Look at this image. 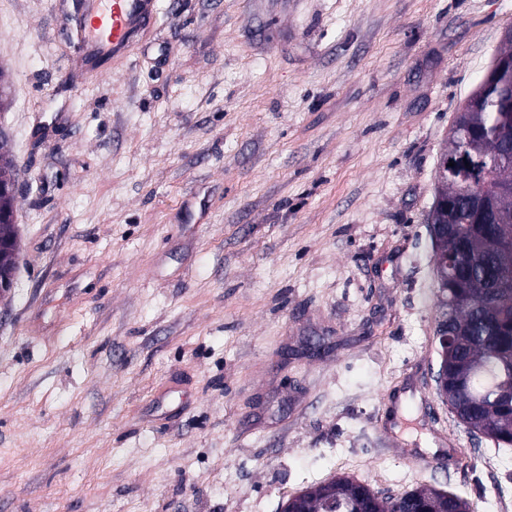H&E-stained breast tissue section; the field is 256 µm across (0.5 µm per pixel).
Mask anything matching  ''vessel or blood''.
Instances as JSON below:
<instances>
[{"mask_svg": "<svg viewBox=\"0 0 512 512\" xmlns=\"http://www.w3.org/2000/svg\"><path fill=\"white\" fill-rule=\"evenodd\" d=\"M158 0H81L74 16L77 48L89 74L103 76L97 59L101 53L123 50L133 32L153 24Z\"/></svg>", "mask_w": 512, "mask_h": 512, "instance_id": "vessel-or-blood-1", "label": "vessel or blood"}]
</instances>
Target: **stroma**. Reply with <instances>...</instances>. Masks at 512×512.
Masks as SVG:
<instances>
[{
	"mask_svg": "<svg viewBox=\"0 0 512 512\" xmlns=\"http://www.w3.org/2000/svg\"><path fill=\"white\" fill-rule=\"evenodd\" d=\"M161 3L93 79L75 0H0V512H281L337 476L499 512L512 447L431 374L427 214L512 0Z\"/></svg>",
	"mask_w": 512,
	"mask_h": 512,
	"instance_id": "35a3bbf8",
	"label": "stroma"
}]
</instances>
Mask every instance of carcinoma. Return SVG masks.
<instances>
[{
	"label": "carcinoma",
	"mask_w": 512,
	"mask_h": 512,
	"mask_svg": "<svg viewBox=\"0 0 512 512\" xmlns=\"http://www.w3.org/2000/svg\"><path fill=\"white\" fill-rule=\"evenodd\" d=\"M470 127L479 133L477 148L453 146L448 159L451 207L445 244L456 275L439 288L440 316L448 318L455 347L448 358V401L463 408L473 425L499 444L512 445V288L493 287L499 272L497 211L476 214L467 201L475 192L491 196L512 184V157L502 153L512 142V78L489 85L478 106L469 112ZM383 512H412L420 504L428 512H457L470 503L448 498L432 488H414L383 496L368 484L347 477L321 484L314 492L292 497L297 512L335 507L365 512L376 498Z\"/></svg>",
	"instance_id": "cac0c4a2"
}]
</instances>
